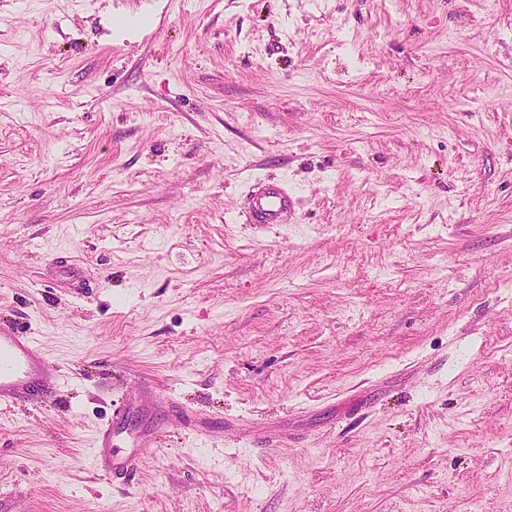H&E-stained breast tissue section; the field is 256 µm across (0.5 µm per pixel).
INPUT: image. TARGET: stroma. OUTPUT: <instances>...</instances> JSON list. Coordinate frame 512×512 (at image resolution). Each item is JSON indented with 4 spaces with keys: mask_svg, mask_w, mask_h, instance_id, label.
<instances>
[{
    "mask_svg": "<svg viewBox=\"0 0 512 512\" xmlns=\"http://www.w3.org/2000/svg\"><path fill=\"white\" fill-rule=\"evenodd\" d=\"M509 280L512 0H0L5 512H512ZM296 206L295 193L285 183L257 184L247 194L246 220L250 224H292ZM65 375H52L37 336L14 324L0 323V404L38 406L53 399ZM125 413H118L99 428L95 444V458L99 468L112 478L125 475L134 466V456L119 457L113 453V438L123 423Z\"/></svg>",
    "mask_w": 512,
    "mask_h": 512,
    "instance_id": "obj_1",
    "label": "stroma"
}]
</instances>
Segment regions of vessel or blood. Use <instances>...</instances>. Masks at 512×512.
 Returning a JSON list of instances; mask_svg holds the SVG:
<instances>
[{
	"instance_id": "obj_1",
	"label": "vessel or blood",
	"mask_w": 512,
	"mask_h": 512,
	"mask_svg": "<svg viewBox=\"0 0 512 512\" xmlns=\"http://www.w3.org/2000/svg\"><path fill=\"white\" fill-rule=\"evenodd\" d=\"M297 198L282 182L261 183L247 194L246 220L252 224H290L296 216ZM65 376L51 374L50 363L37 336L14 324L0 323V404L36 406L53 399ZM124 420L115 415L99 428L95 458L106 475L119 477L134 466L133 456L113 453V438Z\"/></svg>"
}]
</instances>
